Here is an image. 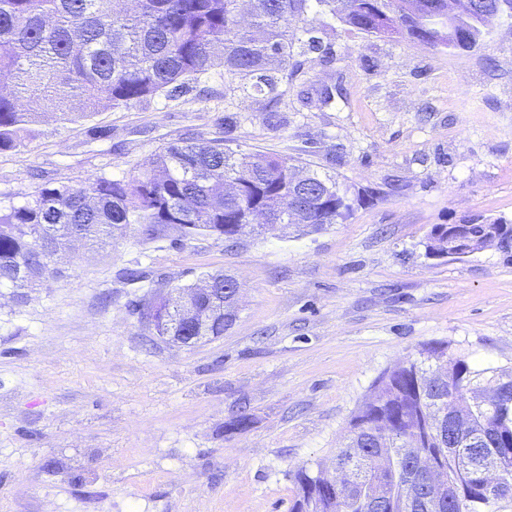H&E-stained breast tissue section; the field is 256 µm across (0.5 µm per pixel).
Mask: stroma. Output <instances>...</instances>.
<instances>
[{"label":"stroma","mask_w":512,"mask_h":512,"mask_svg":"<svg viewBox=\"0 0 512 512\" xmlns=\"http://www.w3.org/2000/svg\"><path fill=\"white\" fill-rule=\"evenodd\" d=\"M318 21L324 52L294 47L276 93L212 72L71 122L48 103L34 137L0 151L4 205L140 176L185 136L293 159L355 200L287 238L165 226L79 242L25 303L1 289L0 512H289L297 470L328 469L375 382L424 345L512 372V253L425 254L434 225L512 224V20L468 50ZM216 271L240 284L224 335L175 344L136 308ZM241 412L249 427L229 431Z\"/></svg>","instance_id":"stroma-1"}]
</instances>
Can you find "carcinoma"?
<instances>
[{
    "mask_svg": "<svg viewBox=\"0 0 512 512\" xmlns=\"http://www.w3.org/2000/svg\"><path fill=\"white\" fill-rule=\"evenodd\" d=\"M250 23L240 21V0H0V151L22 145L39 122L42 101L56 102L74 121L127 107L215 70L242 87L273 93L275 74L288 67L299 34L318 50L315 16L328 13L352 30L383 35L402 26L404 0H246ZM429 5L418 26L401 36L448 45L440 14L446 0ZM487 32L479 15L455 35L470 44ZM290 160L244 154L224 139L181 138L169 143L138 178L98 177L80 187L44 184L20 205L0 207V288L17 303L45 275L54 257L75 239L110 242L135 226L151 239L161 224L181 236L230 240L256 211L269 224L317 231L345 219L351 204L335 179L308 170L305 196L291 186ZM228 181L240 183L224 195ZM488 248L498 228L488 224H436L429 256L448 251V236ZM157 322L159 336H221L235 320L195 325ZM385 373L353 417L347 442L337 449L335 475L295 474L290 512H486L512 500L508 484L487 489L472 479L482 467L512 473V375L486 376L434 342Z\"/></svg>",
    "mask_w": 512,
    "mask_h": 512,
    "instance_id": "1",
    "label": "carcinoma"
}]
</instances>
